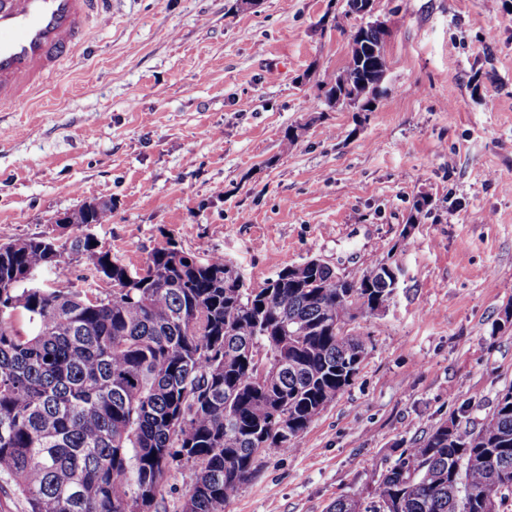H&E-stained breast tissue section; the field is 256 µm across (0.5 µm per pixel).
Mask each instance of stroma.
<instances>
[{
	"mask_svg": "<svg viewBox=\"0 0 512 512\" xmlns=\"http://www.w3.org/2000/svg\"><path fill=\"white\" fill-rule=\"evenodd\" d=\"M346 0H112L98 50L0 112V242L92 233L140 268L174 244L252 287L319 258L350 278L393 257L385 312L352 384L298 447L267 449L224 512L370 505L400 453L512 386V0H375L384 95L328 109L349 56ZM296 130L288 140L287 130ZM416 224H409V217Z\"/></svg>",
	"mask_w": 512,
	"mask_h": 512,
	"instance_id": "obj_1",
	"label": "stroma"
}]
</instances>
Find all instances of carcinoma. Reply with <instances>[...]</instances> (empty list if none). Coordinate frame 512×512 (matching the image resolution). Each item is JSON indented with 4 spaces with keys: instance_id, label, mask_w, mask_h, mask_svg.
<instances>
[{
    "instance_id": "obj_1",
    "label": "carcinoma",
    "mask_w": 512,
    "mask_h": 512,
    "mask_svg": "<svg viewBox=\"0 0 512 512\" xmlns=\"http://www.w3.org/2000/svg\"><path fill=\"white\" fill-rule=\"evenodd\" d=\"M380 56L323 85L330 109L371 110ZM105 206L70 212L64 241L0 245V481L25 512H161L170 471L195 467L180 512H224L267 448L297 445L354 381L366 339L338 327L385 309L380 263L357 280L281 269L244 288L222 257L168 245L142 271L84 234ZM110 288H73V257ZM369 512H498L512 497V387L480 427L452 418L389 466ZM328 512H363L354 497Z\"/></svg>"
}]
</instances>
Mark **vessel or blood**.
Instances as JSON below:
<instances>
[{
  "instance_id": "b4317fda",
  "label": "vessel or blood",
  "mask_w": 512,
  "mask_h": 512,
  "mask_svg": "<svg viewBox=\"0 0 512 512\" xmlns=\"http://www.w3.org/2000/svg\"><path fill=\"white\" fill-rule=\"evenodd\" d=\"M112 0H0V112L45 91L61 61L87 50Z\"/></svg>"
}]
</instances>
